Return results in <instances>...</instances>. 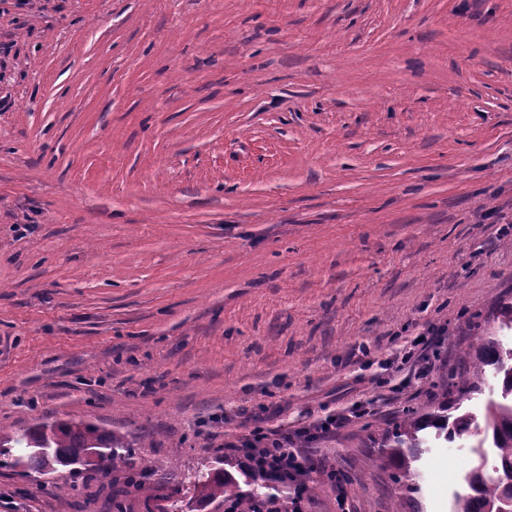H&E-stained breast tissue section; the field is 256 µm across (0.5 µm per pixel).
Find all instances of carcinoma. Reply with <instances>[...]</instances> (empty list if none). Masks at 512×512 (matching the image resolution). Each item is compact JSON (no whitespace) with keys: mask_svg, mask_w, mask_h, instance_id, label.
Instances as JSON below:
<instances>
[{"mask_svg":"<svg viewBox=\"0 0 512 512\" xmlns=\"http://www.w3.org/2000/svg\"><path fill=\"white\" fill-rule=\"evenodd\" d=\"M469 357L472 373L451 376V386L458 388L459 396H467L477 388L489 367L501 382V400L488 402L480 419L464 412L450 421L435 411L420 415L409 410L393 430L385 432L383 458L396 465L395 479L406 480L414 475L413 463L424 444L420 433L426 428L444 431L447 440L477 436L474 453L481 461L492 460L495 469L489 474L478 465L467 473L471 493L457 497L456 512H512V348L507 350L496 338L486 336ZM0 457H12L14 464H24L42 476L67 467L73 475L97 481L101 488L108 489L115 512H126L122 497L129 492L148 493L155 476L150 466L135 462L133 449L123 436L83 421L39 423L21 434L0 431ZM120 464L126 467L129 477L122 486L112 477ZM191 484L201 502L238 496L222 468L196 474Z\"/></svg>","mask_w":512,"mask_h":512,"instance_id":"carcinoma-1","label":"carcinoma"}]
</instances>
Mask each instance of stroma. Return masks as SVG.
Returning a JSON list of instances; mask_svg holds the SVG:
<instances>
[{
  "label": "stroma",
  "instance_id": "35a3bbf8",
  "mask_svg": "<svg viewBox=\"0 0 512 512\" xmlns=\"http://www.w3.org/2000/svg\"><path fill=\"white\" fill-rule=\"evenodd\" d=\"M4 44L0 429L123 432L182 473L126 512H224L187 481L223 461L221 415L370 401L319 443L345 479L307 512H453L470 438L427 428L412 487L379 440L478 337L512 347V0H0ZM0 512L112 504L2 466ZM448 332L445 326L430 325L426 332L420 333L411 342L410 347H405L400 352L401 366L408 367L417 379L423 378L430 367L431 358H437L439 351L436 347L440 344L435 336H441Z\"/></svg>",
  "mask_w": 512,
  "mask_h": 512
}]
</instances>
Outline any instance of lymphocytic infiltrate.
<instances>
[{"label":"lymphocytic infiltrate","mask_w":512,"mask_h":512,"mask_svg":"<svg viewBox=\"0 0 512 512\" xmlns=\"http://www.w3.org/2000/svg\"><path fill=\"white\" fill-rule=\"evenodd\" d=\"M445 332V327L429 326L409 347L403 348L401 365L415 378H423L432 358L439 355L437 338ZM277 414V409L264 406L245 410L250 429L225 442V458L234 468L267 488V495L260 499L261 512H305V478L310 472L324 469L322 461L313 453V443L335 434L352 419L361 417L362 412L355 408L316 419L305 414L292 429L270 427V420ZM279 486L288 487L287 496L276 495L275 489Z\"/></svg>","instance_id":"lymphocytic-infiltrate-1"}]
</instances>
